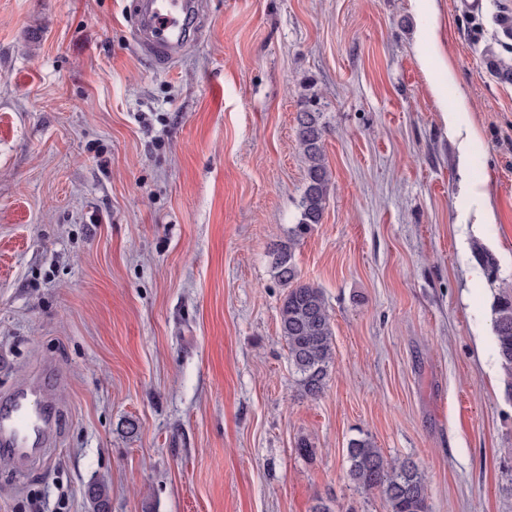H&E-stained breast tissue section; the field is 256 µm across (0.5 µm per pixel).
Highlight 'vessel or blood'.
<instances>
[{"instance_id":"vessel-or-blood-1","label":"vessel or blood","mask_w":512,"mask_h":512,"mask_svg":"<svg viewBox=\"0 0 512 512\" xmlns=\"http://www.w3.org/2000/svg\"><path fill=\"white\" fill-rule=\"evenodd\" d=\"M197 9V0H145L136 42L153 55L174 58L185 44L188 20ZM49 391L41 381L12 395L0 409L1 446L19 455L38 450L45 425L36 419L35 404Z\"/></svg>"}]
</instances>
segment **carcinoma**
I'll return each mask as SVG.
<instances>
[{
	"instance_id": "cac0c4a2",
	"label": "carcinoma",
	"mask_w": 512,
	"mask_h": 512,
	"mask_svg": "<svg viewBox=\"0 0 512 512\" xmlns=\"http://www.w3.org/2000/svg\"><path fill=\"white\" fill-rule=\"evenodd\" d=\"M296 138L306 163L305 189L300 217L288 243L272 252V267L287 293L279 308L280 335L288 348V360L297 375L300 390L318 397L333 362L331 315L322 290L300 280L295 246L314 224L322 221L332 173L325 156L327 126L323 113L305 109L296 116ZM496 353L508 374L507 392L512 394V295L504 294L495 307L493 321ZM347 478L365 492L379 493L388 512H429L428 483L418 464L410 459H392L368 438L350 440L347 448Z\"/></svg>"
}]
</instances>
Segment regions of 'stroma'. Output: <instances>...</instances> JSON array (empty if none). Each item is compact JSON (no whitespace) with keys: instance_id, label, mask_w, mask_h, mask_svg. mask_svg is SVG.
I'll list each match as a JSON object with an SVG mask.
<instances>
[{"instance_id":"35a3bbf8","label":"stroma","mask_w":512,"mask_h":512,"mask_svg":"<svg viewBox=\"0 0 512 512\" xmlns=\"http://www.w3.org/2000/svg\"><path fill=\"white\" fill-rule=\"evenodd\" d=\"M202 2L161 67L139 0H0V397L54 386L42 457L0 456V512H94L93 483L108 512H387L346 477L366 437L419 464L432 512H512V0ZM306 108L332 171L295 250L334 331L315 399L271 257ZM494 311L496 353L508 374L507 392L512 394V295L500 297Z\"/></svg>"}]
</instances>
